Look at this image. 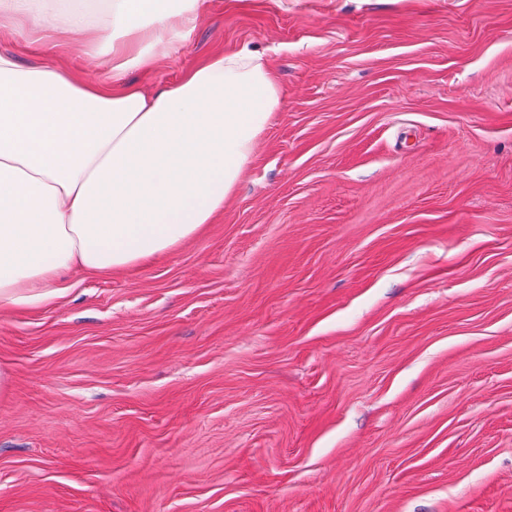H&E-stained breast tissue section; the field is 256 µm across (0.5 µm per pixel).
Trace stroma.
Returning <instances> with one entry per match:
<instances>
[{
    "instance_id": "1",
    "label": "stroma",
    "mask_w": 512,
    "mask_h": 512,
    "mask_svg": "<svg viewBox=\"0 0 512 512\" xmlns=\"http://www.w3.org/2000/svg\"><path fill=\"white\" fill-rule=\"evenodd\" d=\"M263 53L224 213L0 311V512H512V0H209Z\"/></svg>"
}]
</instances>
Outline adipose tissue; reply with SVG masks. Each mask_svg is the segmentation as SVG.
Returning <instances> with one entry per match:
<instances>
[{
  "label": "adipose tissue",
  "instance_id": "ef3b65f1",
  "mask_svg": "<svg viewBox=\"0 0 512 512\" xmlns=\"http://www.w3.org/2000/svg\"><path fill=\"white\" fill-rule=\"evenodd\" d=\"M208 0H0V309L64 296L73 267L131 273L224 211L281 104L261 54H209L146 91ZM106 66L93 81L69 66Z\"/></svg>",
  "mask_w": 512,
  "mask_h": 512
}]
</instances>
